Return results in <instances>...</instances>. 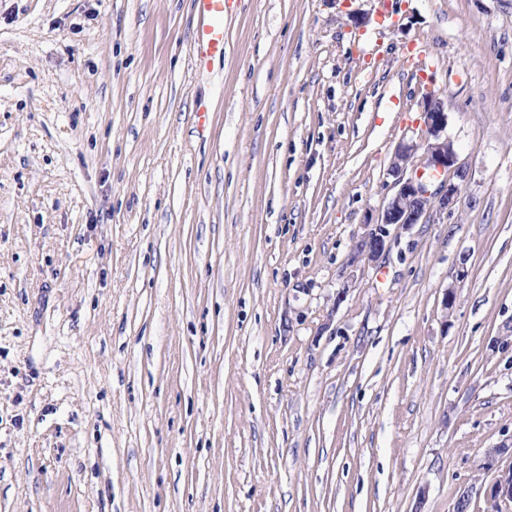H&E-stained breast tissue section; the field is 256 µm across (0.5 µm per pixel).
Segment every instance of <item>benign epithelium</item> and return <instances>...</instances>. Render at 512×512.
I'll return each mask as SVG.
<instances>
[{"mask_svg":"<svg viewBox=\"0 0 512 512\" xmlns=\"http://www.w3.org/2000/svg\"><path fill=\"white\" fill-rule=\"evenodd\" d=\"M424 101L421 135L396 149L388 170L394 192L376 222L367 225L351 258L353 264L362 259L371 264L384 260L392 227L428 224L437 216L448 215L458 201L460 189L452 177L462 179L466 170L453 144L443 136L448 113L435 92H427ZM485 494L495 499L502 512H512V475L492 479Z\"/></svg>","mask_w":512,"mask_h":512,"instance_id":"benign-epithelium-1","label":"benign epithelium"}]
</instances>
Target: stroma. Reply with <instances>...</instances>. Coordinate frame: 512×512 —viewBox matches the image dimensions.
Wrapping results in <instances>:
<instances>
[{"label": "stroma", "mask_w": 512, "mask_h": 512, "mask_svg": "<svg viewBox=\"0 0 512 512\" xmlns=\"http://www.w3.org/2000/svg\"><path fill=\"white\" fill-rule=\"evenodd\" d=\"M224 42L0 0V512H453L512 436V0H236ZM429 90L459 201L350 266Z\"/></svg>", "instance_id": "1"}]
</instances>
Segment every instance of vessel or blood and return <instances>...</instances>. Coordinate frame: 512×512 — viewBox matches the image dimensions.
<instances>
[{
  "mask_svg": "<svg viewBox=\"0 0 512 512\" xmlns=\"http://www.w3.org/2000/svg\"><path fill=\"white\" fill-rule=\"evenodd\" d=\"M233 0H192L195 19L193 59L204 69L224 59V17Z\"/></svg>",
  "mask_w": 512,
  "mask_h": 512,
  "instance_id": "vessel-or-blood-1",
  "label": "vessel or blood"
}]
</instances>
